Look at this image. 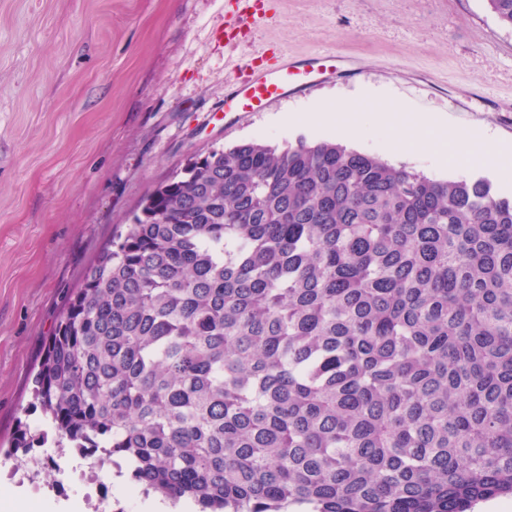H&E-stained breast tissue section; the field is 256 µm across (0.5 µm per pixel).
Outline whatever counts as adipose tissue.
<instances>
[{"label": "adipose tissue", "instance_id": "obj_1", "mask_svg": "<svg viewBox=\"0 0 512 512\" xmlns=\"http://www.w3.org/2000/svg\"><path fill=\"white\" fill-rule=\"evenodd\" d=\"M375 121L390 132L388 146L392 152L415 150L440 161H469L486 151L493 157L501 174L512 175V153L486 146L471 133L448 131L435 118L421 112H403L399 103L381 100L376 104Z\"/></svg>", "mask_w": 512, "mask_h": 512}]
</instances>
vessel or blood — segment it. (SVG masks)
I'll return each mask as SVG.
<instances>
[{"label": "vessel or blood", "instance_id": "1", "mask_svg": "<svg viewBox=\"0 0 512 512\" xmlns=\"http://www.w3.org/2000/svg\"><path fill=\"white\" fill-rule=\"evenodd\" d=\"M343 68L340 57L322 52L307 59L280 55L274 61H251L245 77L234 79L224 94L225 114L263 112L308 84L335 79Z\"/></svg>", "mask_w": 512, "mask_h": 512}]
</instances>
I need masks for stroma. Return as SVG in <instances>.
<instances>
[{"mask_svg": "<svg viewBox=\"0 0 512 512\" xmlns=\"http://www.w3.org/2000/svg\"><path fill=\"white\" fill-rule=\"evenodd\" d=\"M225 0H0V491L79 498L12 478L19 426L42 428L34 367L85 271L144 196L194 154L248 141L321 140L277 123L316 101L355 102L348 148L439 179L512 181L482 158L442 164L392 155L368 91L449 126L512 144V30L486 0H269L272 21L224 46ZM334 51L355 74L265 112L217 116L224 86L256 55Z\"/></svg>", "mask_w": 512, "mask_h": 512, "instance_id": "35a3bbf8", "label": "stroma"}]
</instances>
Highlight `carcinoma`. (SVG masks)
Returning <instances> with one entry per match:
<instances>
[{
	"label": "carcinoma",
	"mask_w": 512,
	"mask_h": 512,
	"mask_svg": "<svg viewBox=\"0 0 512 512\" xmlns=\"http://www.w3.org/2000/svg\"><path fill=\"white\" fill-rule=\"evenodd\" d=\"M33 395L15 447L199 512L512 496V198L331 141L200 153L112 232Z\"/></svg>",
	"instance_id": "obj_1"
}]
</instances>
